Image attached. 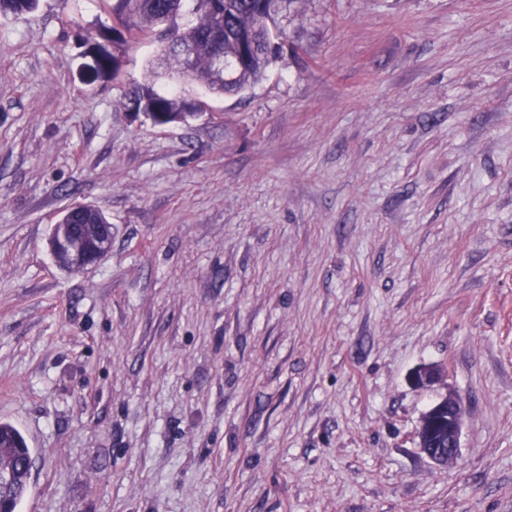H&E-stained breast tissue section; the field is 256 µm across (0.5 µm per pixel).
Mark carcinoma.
<instances>
[{
	"label": "carcinoma",
	"mask_w": 512,
	"mask_h": 512,
	"mask_svg": "<svg viewBox=\"0 0 512 512\" xmlns=\"http://www.w3.org/2000/svg\"><path fill=\"white\" fill-rule=\"evenodd\" d=\"M193 2L194 20L187 27L178 25L185 2ZM38 0H0V13L33 10ZM284 0H103L113 18L123 27L128 47L165 41L186 44L193 49L190 67L182 60L173 61L171 74L203 86L212 94L244 95L266 76L276 61L273 52L264 46L273 37L266 18L279 9ZM253 38L257 48L244 51L241 38ZM232 64L228 79L214 74L211 63L217 54ZM130 106L138 112H149L158 125L185 119L189 100L173 94L156 92L155 72L149 80L135 87L129 96ZM31 456L20 431L10 423H0V501L18 505L27 491L28 462Z\"/></svg>",
	"instance_id": "carcinoma-1"
}]
</instances>
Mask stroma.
<instances>
[{"instance_id": "stroma-1", "label": "stroma", "mask_w": 512, "mask_h": 512, "mask_svg": "<svg viewBox=\"0 0 512 512\" xmlns=\"http://www.w3.org/2000/svg\"><path fill=\"white\" fill-rule=\"evenodd\" d=\"M101 0L0 14V421L18 512H512V0H285L246 98L156 90ZM74 202L112 251L59 269ZM439 364L459 457L417 432ZM149 80L135 87L128 98L130 110L135 106L136 112H150L153 121L165 126L176 124L177 121L185 120L190 100L182 99L173 94L156 92L155 72L150 69ZM175 122V123H171ZM169 123V124H167ZM92 220L99 224H79L87 227L85 232L94 242L88 247L81 238H71V230L74 224H67L71 218L69 214L63 215L56 224L52 225L48 244L56 263L66 270H80L96 264L112 251V224H103L107 218L98 208L88 210ZM62 221L65 223L63 224ZM65 256L63 263L59 260ZM445 368L432 364L416 369L411 376L412 384L418 388H427L442 380ZM443 405L448 414V437L445 425L442 423L436 430L433 440L438 443L436 447L439 445L445 447L447 441L448 446L444 451L425 448V453L434 463L447 466L456 460L458 455L459 438L464 423L466 407L462 399L452 390H448L439 396L437 406ZM31 456L20 431L10 423H0V501L11 503L16 510L27 491L28 462ZM0 505V512H14Z\"/></svg>"}]
</instances>
